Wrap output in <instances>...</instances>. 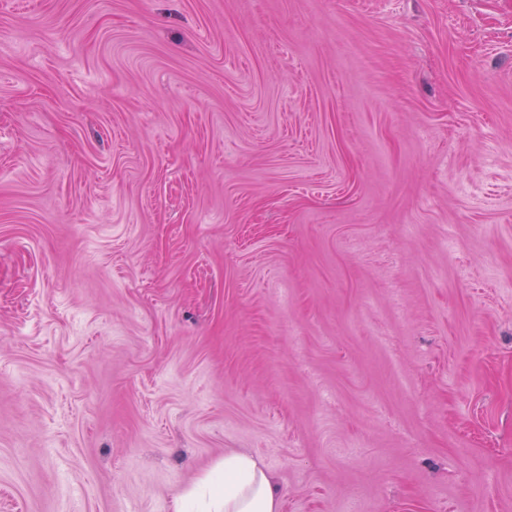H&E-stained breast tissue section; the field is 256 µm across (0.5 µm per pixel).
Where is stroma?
<instances>
[{
  "label": "stroma",
  "mask_w": 512,
  "mask_h": 512,
  "mask_svg": "<svg viewBox=\"0 0 512 512\" xmlns=\"http://www.w3.org/2000/svg\"><path fill=\"white\" fill-rule=\"evenodd\" d=\"M512 512V0H0V512ZM271 475L254 457L224 455L174 502V512H278Z\"/></svg>",
  "instance_id": "stroma-1"
}]
</instances>
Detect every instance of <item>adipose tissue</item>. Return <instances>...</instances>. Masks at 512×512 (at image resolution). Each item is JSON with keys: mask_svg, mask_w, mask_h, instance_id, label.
I'll return each mask as SVG.
<instances>
[{"mask_svg": "<svg viewBox=\"0 0 512 512\" xmlns=\"http://www.w3.org/2000/svg\"><path fill=\"white\" fill-rule=\"evenodd\" d=\"M271 475L254 457L225 455L199 481L179 494L174 512H278Z\"/></svg>", "mask_w": 512, "mask_h": 512, "instance_id": "ef3b65f1", "label": "adipose tissue"}]
</instances>
